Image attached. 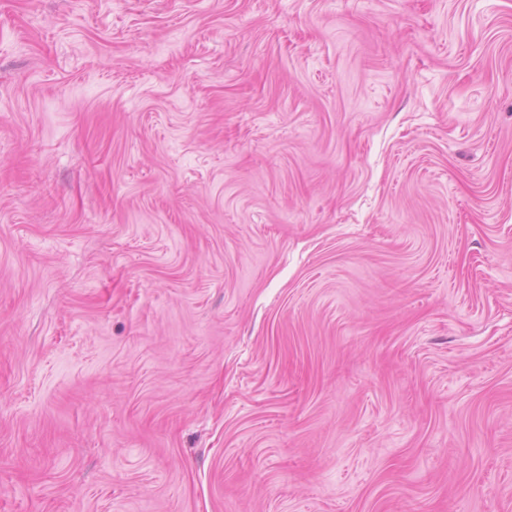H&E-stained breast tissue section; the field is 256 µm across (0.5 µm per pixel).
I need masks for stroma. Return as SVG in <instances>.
<instances>
[{
    "instance_id": "1",
    "label": "stroma",
    "mask_w": 512,
    "mask_h": 512,
    "mask_svg": "<svg viewBox=\"0 0 512 512\" xmlns=\"http://www.w3.org/2000/svg\"><path fill=\"white\" fill-rule=\"evenodd\" d=\"M0 512H512V0H0Z\"/></svg>"
}]
</instances>
